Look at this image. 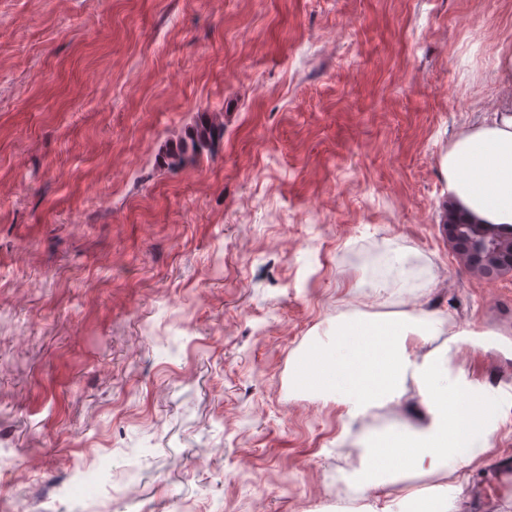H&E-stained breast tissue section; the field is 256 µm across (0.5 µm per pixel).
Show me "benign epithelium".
<instances>
[{
  "mask_svg": "<svg viewBox=\"0 0 512 512\" xmlns=\"http://www.w3.org/2000/svg\"><path fill=\"white\" fill-rule=\"evenodd\" d=\"M459 216L455 203H449L443 228L464 267L481 279L512 278V227L469 224Z\"/></svg>",
  "mask_w": 512,
  "mask_h": 512,
  "instance_id": "7a95c632",
  "label": "benign epithelium"
}]
</instances>
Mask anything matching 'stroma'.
I'll return each instance as SVG.
<instances>
[{
  "label": "stroma",
  "instance_id": "obj_1",
  "mask_svg": "<svg viewBox=\"0 0 512 512\" xmlns=\"http://www.w3.org/2000/svg\"><path fill=\"white\" fill-rule=\"evenodd\" d=\"M506 43L512 0H0V512H336L347 408L288 380L353 316L443 313L419 354L512 393V280L458 262L440 168ZM500 410L460 512H496ZM223 137L224 122L221 113H206L175 144L166 146L160 158L168 167L177 168L190 158L211 152Z\"/></svg>",
  "mask_w": 512,
  "mask_h": 512
}]
</instances>
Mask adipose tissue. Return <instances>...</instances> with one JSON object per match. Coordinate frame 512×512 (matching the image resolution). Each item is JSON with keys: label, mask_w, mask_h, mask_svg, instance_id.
<instances>
[{"label": "adipose tissue", "mask_w": 512, "mask_h": 512, "mask_svg": "<svg viewBox=\"0 0 512 512\" xmlns=\"http://www.w3.org/2000/svg\"><path fill=\"white\" fill-rule=\"evenodd\" d=\"M441 169L458 208L481 223L512 226V100L457 135ZM446 322L439 312L388 323L353 318L337 327L333 344L295 363L296 390L335 398L352 424L400 399L407 379L418 383L426 416L418 432L400 427L362 438L359 482L366 488L385 486L407 465L442 470L452 457L461 470L490 447L501 394L484 390L471 400L465 379L449 378L447 354H416Z\"/></svg>", "instance_id": "1"}]
</instances>
